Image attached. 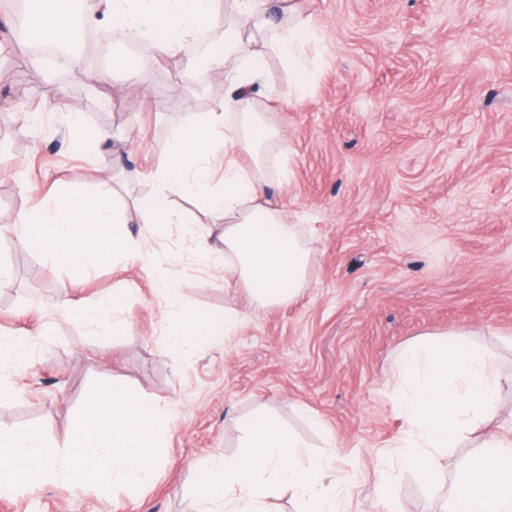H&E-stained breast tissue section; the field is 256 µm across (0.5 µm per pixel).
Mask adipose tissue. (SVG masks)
<instances>
[{"label":"adipose tissue","mask_w":512,"mask_h":512,"mask_svg":"<svg viewBox=\"0 0 512 512\" xmlns=\"http://www.w3.org/2000/svg\"><path fill=\"white\" fill-rule=\"evenodd\" d=\"M102 15L120 31L151 39L159 57L176 51L186 36L212 28L218 18L228 20L223 41L209 52L210 64L224 73L227 94L208 120L171 131L158 164L161 188L138 201L137 208L150 232L160 236L176 218L171 195L192 193L197 208L224 225L227 286L246 288L253 302L263 306L291 300L305 286L309 250L280 209L260 203L266 145L280 133L256 111L254 101L270 53L292 73L294 96L303 94L309 79L303 45L312 30L303 20L280 14L270 0H92L83 8L77 0H32L27 25L36 34L67 43L75 34V17L91 25ZM247 39L261 42L262 51L231 65ZM221 153L248 157L250 163L226 165L223 190L215 193L213 159ZM125 221L114 189L105 186L89 195L72 188L55 197L50 220L20 215L14 233L22 248L48 253L59 266L78 268L107 256L133 255L136 245L121 229ZM213 334L212 321L184 305L166 333L165 348L177 350L189 338L205 346ZM397 376L396 399L408 428L406 461L428 476L438 452L472 432L475 415L493 413L500 378L489 353L445 343L402 348ZM482 442L484 452L459 472L448 512H512V438L486 432ZM243 446L239 455L196 465L199 512H266V498L283 486L298 495L301 512H336L337 492L322 483L326 461L301 463L297 441L274 417L252 421Z\"/></svg>","instance_id":"adipose-tissue-1"}]
</instances>
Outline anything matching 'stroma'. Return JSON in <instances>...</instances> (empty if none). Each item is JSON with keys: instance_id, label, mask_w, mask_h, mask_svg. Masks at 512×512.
<instances>
[{"instance_id": "35a3bbf8", "label": "stroma", "mask_w": 512, "mask_h": 512, "mask_svg": "<svg viewBox=\"0 0 512 512\" xmlns=\"http://www.w3.org/2000/svg\"><path fill=\"white\" fill-rule=\"evenodd\" d=\"M315 38L308 90L289 102L291 77L275 54L256 100L287 151L267 160L266 197L311 248L305 287L264 307L224 285L220 225L189 195L172 196L184 223L161 237L131 219L137 257L64 269L21 248L20 215L48 213L51 197L107 183L130 206L156 192V164L173 128L206 120L226 88L183 77L193 46L135 66L126 78L98 63L80 71L30 57L0 12V55L25 72L0 76V338L30 341L0 371L13 389L0 427H41L65 442L70 416L93 387L127 383L174 418L156 477L138 493L62 482L0 496V512H194L195 463L235 456L248 421L276 416L327 458L325 484L342 512H380L388 475L400 512H444L477 439L441 454L431 478L405 463L407 427L395 402L396 362L411 342L464 339L512 375V0H295ZM108 140H76V127ZM223 326L203 350L163 349L178 320L164 287ZM127 299L115 335L62 317L56 307Z\"/></svg>"}]
</instances>
